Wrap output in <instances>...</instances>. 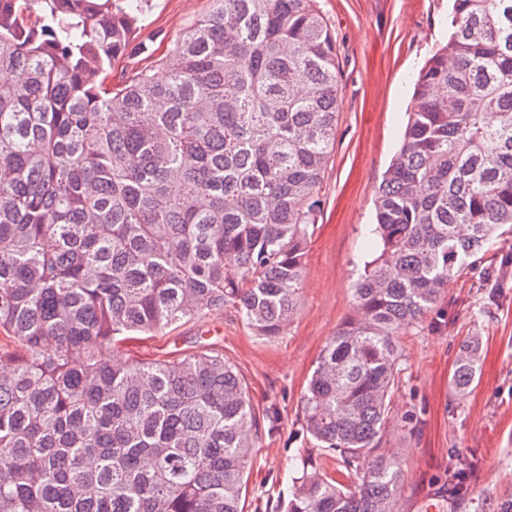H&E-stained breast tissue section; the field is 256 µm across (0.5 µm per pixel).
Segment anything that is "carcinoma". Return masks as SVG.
Segmentation results:
<instances>
[{
	"label": "carcinoma",
	"instance_id": "cac0c4a2",
	"mask_svg": "<svg viewBox=\"0 0 512 512\" xmlns=\"http://www.w3.org/2000/svg\"><path fill=\"white\" fill-rule=\"evenodd\" d=\"M148 0H0V512H243L280 428L234 363L112 348L227 306L265 340L301 305L337 126L338 56L317 0H209L152 65ZM357 316L302 396L311 454L270 512H401L377 453L399 337L512 227V0H453L375 200ZM459 356L455 385L476 374ZM476 464L447 485L459 500Z\"/></svg>",
	"mask_w": 512,
	"mask_h": 512
}]
</instances>
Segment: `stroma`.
Listing matches in <instances>:
<instances>
[{
    "label": "stroma",
    "mask_w": 512,
    "mask_h": 512,
    "mask_svg": "<svg viewBox=\"0 0 512 512\" xmlns=\"http://www.w3.org/2000/svg\"><path fill=\"white\" fill-rule=\"evenodd\" d=\"M318 7L336 36L338 120L299 314L274 341L253 336L228 307L120 350L125 360L188 352L208 334L238 368L256 409L278 403L280 431L258 450L244 512H258L261 491H277L287 458L307 450L298 423L302 394L320 351L354 314L351 288L370 258L375 192L398 149L413 80L448 39L449 0H318ZM208 8L209 0H150L139 36L166 48ZM473 336L479 367L461 393L453 374ZM401 346L394 422L381 445L402 451L408 476L402 512H420L425 499L445 494L448 469L460 456L477 468L468 498L450 502L448 512H497L512 498V231L471 259ZM406 417L417 420L418 431L403 426Z\"/></svg>",
    "instance_id": "1"
}]
</instances>
